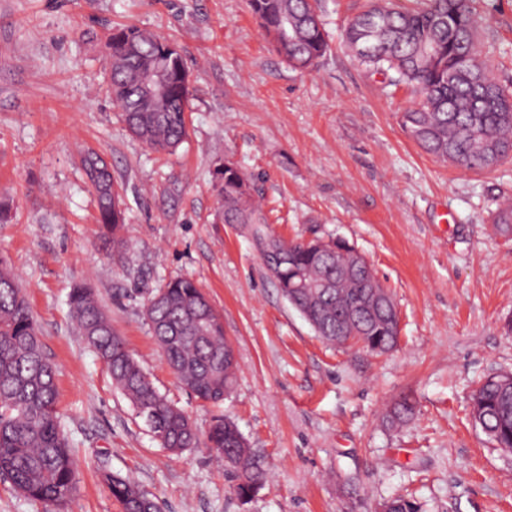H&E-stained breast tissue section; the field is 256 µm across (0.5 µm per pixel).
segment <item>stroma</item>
<instances>
[{"label": "stroma", "mask_w": 512, "mask_h": 512, "mask_svg": "<svg viewBox=\"0 0 512 512\" xmlns=\"http://www.w3.org/2000/svg\"><path fill=\"white\" fill-rule=\"evenodd\" d=\"M331 50L293 69L248 0H0V259L26 293L57 368L77 491L63 510L0 482V512H121L102 469L130 478L162 512H380L405 496L422 512H512V453L471 419L487 379L512 373V236L492 213L512 199V159L466 172L424 153L399 123L405 92L340 43L364 0H320ZM483 54L512 84V0H475ZM135 25L175 41L190 75L188 137L157 154L130 136L106 88L105 40ZM101 153L120 186L128 245L111 256L78 165ZM238 164L273 232L345 240L390 291L397 347L376 356L314 334L268 277L240 225L216 220L214 169ZM196 282L236 353L218 405L186 390L145 318L152 291ZM92 286L154 386L194 420L196 447L160 448L68 304ZM409 399L413 418L385 416ZM238 426L267 471L249 502L207 448L213 416Z\"/></svg>", "instance_id": "stroma-1"}]
</instances>
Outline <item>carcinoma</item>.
I'll return each mask as SVG.
<instances>
[{"label":"carcinoma","mask_w":512,"mask_h":512,"mask_svg":"<svg viewBox=\"0 0 512 512\" xmlns=\"http://www.w3.org/2000/svg\"><path fill=\"white\" fill-rule=\"evenodd\" d=\"M367 0L343 28L341 39L367 71L384 77L387 87H405L413 104L400 113V125L425 153L463 171L481 172L512 159V89L493 76L477 36L481 17L473 0ZM252 14L275 50L295 69L313 67L330 50L317 0H249ZM135 43L160 57L171 75L172 111L154 112L129 81L139 63L128 51ZM112 56L108 92L120 109L125 129L154 152H174L187 136L188 71L179 46L136 26L106 37ZM81 167L99 209V223L115 231L123 223L120 193L112 171L98 172L99 153H80ZM222 202L216 217L241 224L257 251L266 241L288 251V263L272 280L323 341L345 346L353 340L382 355L397 345L393 306L373 298L369 275L341 239L319 251L269 233L254 189L237 164L226 159L215 170ZM493 222L512 235V206L498 208ZM69 304L85 342L107 364L113 382L134 410L151 418L159 445L180 454L197 443L191 417L162 395L112 331L94 288L71 289ZM146 319L162 356L179 381L205 403L220 404L236 381L237 362L224 336L222 317L194 281L176 278L149 299ZM414 414L406 398L387 413L393 427ZM475 424L499 448L512 452V382L487 379L473 398ZM210 450L232 476L238 499L251 500L264 485L266 470L248 448L236 423L213 417ZM103 480L123 512H160L155 497L129 479L105 469ZM0 480L28 499L63 505L76 490L74 463L62 434L53 363L38 337L14 272L0 260Z\"/></svg>","instance_id":"cac0c4a2"}]
</instances>
